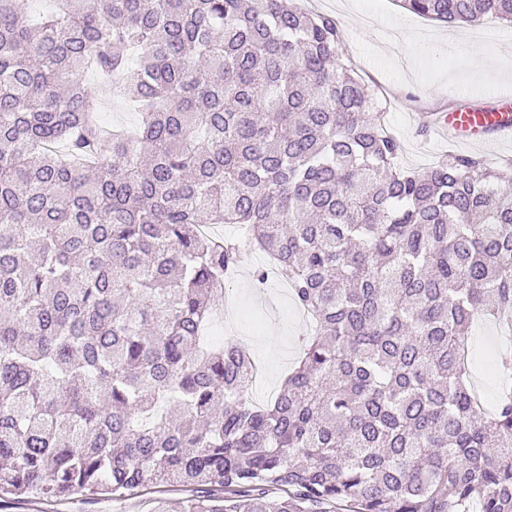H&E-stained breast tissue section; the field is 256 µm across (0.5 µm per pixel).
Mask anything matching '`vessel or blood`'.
<instances>
[{"instance_id": "vessel-or-blood-1", "label": "vessel or blood", "mask_w": 512, "mask_h": 512, "mask_svg": "<svg viewBox=\"0 0 512 512\" xmlns=\"http://www.w3.org/2000/svg\"><path fill=\"white\" fill-rule=\"evenodd\" d=\"M500 107L468 108L438 113L433 120L436 134L452 142L483 143L492 138L512 137V97L501 96Z\"/></svg>"}]
</instances>
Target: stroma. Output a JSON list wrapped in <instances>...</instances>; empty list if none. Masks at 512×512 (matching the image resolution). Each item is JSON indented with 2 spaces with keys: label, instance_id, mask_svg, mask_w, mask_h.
<instances>
[{
  "label": "stroma",
  "instance_id": "1",
  "mask_svg": "<svg viewBox=\"0 0 512 512\" xmlns=\"http://www.w3.org/2000/svg\"><path fill=\"white\" fill-rule=\"evenodd\" d=\"M315 13L336 19L342 46L357 72L373 82L389 132L399 143L402 167L421 170L456 151L493 162L512 160V140L483 146L449 148L426 130V117L437 110L490 104L494 95L512 92V27L485 17L454 28L413 14L399 0H311ZM259 252L245 256L239 275L224 286V315L209 322L207 340L234 342L247 348L261 365L262 379L252 384L249 399L269 402L296 362L309 326L275 273L265 281L252 277L267 265ZM470 346L471 384L486 412H493L512 392V368L501 358L512 341L498 321L474 320ZM158 497L135 494L93 501L74 495L53 503L9 500L0 512H157Z\"/></svg>",
  "mask_w": 512,
  "mask_h": 512
}]
</instances>
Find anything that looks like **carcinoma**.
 I'll return each mask as SVG.
<instances>
[{"mask_svg": "<svg viewBox=\"0 0 512 512\" xmlns=\"http://www.w3.org/2000/svg\"><path fill=\"white\" fill-rule=\"evenodd\" d=\"M0 0V500L194 489L174 512H512V161L399 166L337 22L295 0ZM446 24L512 0H403ZM93 70L141 114L107 137ZM242 228L245 242L205 233ZM262 252L316 326L277 395L202 346ZM468 343L471 384L485 411L493 412L503 395L512 392V366L506 369L501 362L503 352L510 350V341L502 336L498 321L479 317L472 324Z\"/></svg>", "mask_w": 512, "mask_h": 512, "instance_id": "carcinoma-1", "label": "carcinoma"}]
</instances>
